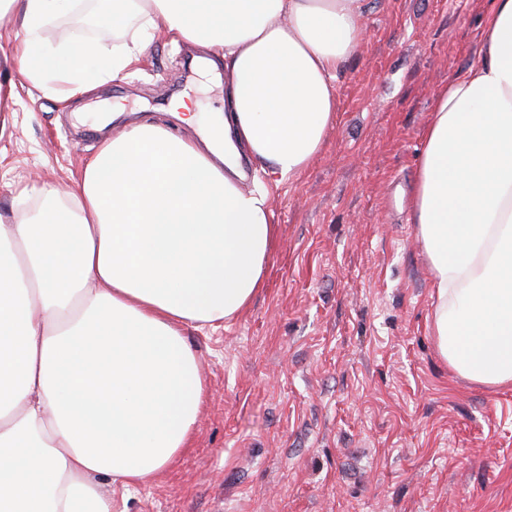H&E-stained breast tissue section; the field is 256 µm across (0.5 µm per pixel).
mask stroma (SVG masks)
Returning <instances> with one entry per match:
<instances>
[{
  "instance_id": "1",
  "label": "stroma",
  "mask_w": 512,
  "mask_h": 512,
  "mask_svg": "<svg viewBox=\"0 0 512 512\" xmlns=\"http://www.w3.org/2000/svg\"><path fill=\"white\" fill-rule=\"evenodd\" d=\"M490 0H367L364 46L336 74V119L293 180L272 184L263 288L187 328L204 384L191 448L153 482L112 486L114 512H512V384L457 374L432 333L433 280L410 192L437 93L480 61ZM0 18V212L34 181L73 190L102 143L169 111L224 106L223 67L158 33L126 75L68 100L25 78ZM118 101L123 120L76 115Z\"/></svg>"
}]
</instances>
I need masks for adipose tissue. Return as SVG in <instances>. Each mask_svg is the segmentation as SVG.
I'll return each mask as SVG.
<instances>
[{
  "label": "adipose tissue",
  "instance_id": "obj_1",
  "mask_svg": "<svg viewBox=\"0 0 512 512\" xmlns=\"http://www.w3.org/2000/svg\"><path fill=\"white\" fill-rule=\"evenodd\" d=\"M101 2L138 37L55 42L48 21L77 0H0L21 20L30 80L82 93L163 29L223 58L224 111L175 99L209 152L136 124L105 141L76 191L32 184L0 213V512H112L101 480L150 483L189 447L204 391L185 330L242 312L276 241L267 187L232 173L244 153L282 178L310 165L336 72L364 39L366 0ZM411 209L441 356L472 382L512 383V0H491L480 63L436 97Z\"/></svg>",
  "mask_w": 512,
  "mask_h": 512
}]
</instances>
